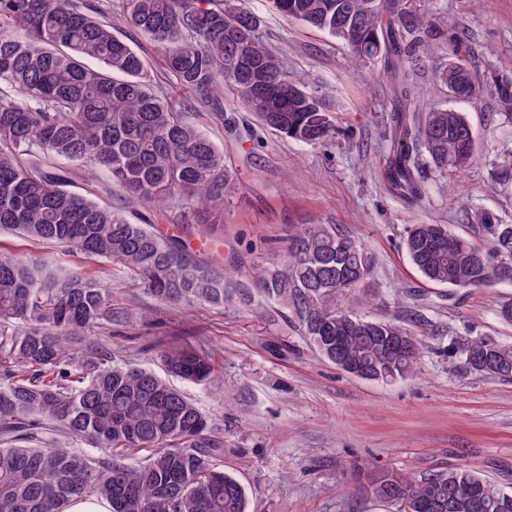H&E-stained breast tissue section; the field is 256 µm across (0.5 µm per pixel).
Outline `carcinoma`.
I'll return each instance as SVG.
<instances>
[{
  "instance_id": "cac0c4a2",
  "label": "carcinoma",
  "mask_w": 512,
  "mask_h": 512,
  "mask_svg": "<svg viewBox=\"0 0 512 512\" xmlns=\"http://www.w3.org/2000/svg\"><path fill=\"white\" fill-rule=\"evenodd\" d=\"M289 19L341 40L361 65L391 60L394 94L408 98L400 70L412 58L406 36L432 29L411 0H271ZM123 22L162 50L161 66L183 92L163 98L147 64L112 23L81 0H0V231L56 243L115 263L171 307L222 306L237 296L288 311L321 354L318 336L342 338L346 359L404 378L419 342L400 320H369L346 306L363 287L372 256L334 224H307L288 239L287 255L251 276V287L188 250L181 234L158 235L131 221L136 202L217 216L238 176L224 153L189 120L201 108L223 111L224 90L237 106L283 137L309 145L335 134L326 97L295 83L260 33V20L236 0H123ZM465 86L453 97L496 96L512 111V81L481 77L463 63L467 38L449 39ZM94 60L92 66L88 61ZM477 132L453 108L401 115L385 173L409 203L422 200L419 160L447 173L469 167ZM70 163L66 168L59 160ZM109 175L118 202L74 190L73 166ZM489 246L448 230L412 224L405 251L428 281L472 290L496 285L494 263L512 264V224L478 217ZM112 292L83 275L60 277L0 249V512H63L75 498H97L111 512H247L243 485L224 472V439L183 393L155 372L117 363L90 338L112 325ZM463 368L512 377V346L459 337L449 351ZM167 372L204 388L217 385L211 357L190 348L163 351ZM46 431L84 444L31 445ZM147 455L137 458L135 454ZM371 495L399 512H512V494L463 462L418 478L381 474Z\"/></svg>"
}]
</instances>
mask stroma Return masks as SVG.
<instances>
[{
  "label": "stroma",
  "mask_w": 512,
  "mask_h": 512,
  "mask_svg": "<svg viewBox=\"0 0 512 512\" xmlns=\"http://www.w3.org/2000/svg\"><path fill=\"white\" fill-rule=\"evenodd\" d=\"M112 31L148 62V75L163 95L177 91L157 65L158 45L126 28L122 0H89ZM261 20V33L297 83L336 101V135L325 146L307 145L257 130L258 147L234 139L225 116L253 126L249 113L225 104L190 120L224 151L239 183L224 205L223 221L189 214L201 231L223 241L219 262L236 281L250 282L259 267L280 264L289 235L306 224H338L371 253L374 265L353 310L368 319L413 313L421 340L413 375L392 382L353 377L325 361L272 304H193L169 308L111 262L0 233V247L27 260L44 259L99 280L112 290V306L126 320L100 329L115 360L165 375L162 351L175 345L201 348L222 365L221 391L171 378L224 437L221 463L246 488L248 512H397L369 493L384 472L418 475L469 462L512 494V378L465 371L450 363L458 337L487 336L512 344V322L499 315L512 301V284L453 291L425 281L401 247L411 224H445L485 241L475 217L493 213L512 224V182H497L500 156L512 150V114L487 96L462 103L478 131L476 157L463 172L422 168L424 201L407 205L383 178L393 132L387 64L352 68L346 45L327 33L288 19L268 0H241ZM437 36L407 66V83L421 111L449 106L435 84L448 65V36L464 32L472 46L470 67L495 65L512 78V0H424Z\"/></svg>",
  "instance_id": "1"
}]
</instances>
